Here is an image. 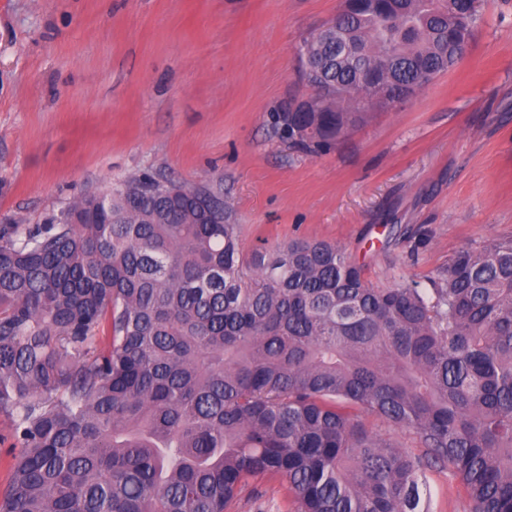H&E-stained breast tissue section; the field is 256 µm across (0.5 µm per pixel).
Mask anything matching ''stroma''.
I'll return each instance as SVG.
<instances>
[{
  "label": "stroma",
  "mask_w": 512,
  "mask_h": 512,
  "mask_svg": "<svg viewBox=\"0 0 512 512\" xmlns=\"http://www.w3.org/2000/svg\"><path fill=\"white\" fill-rule=\"evenodd\" d=\"M342 0H0V224H38L144 172L232 207L245 252L342 247L376 288L429 287L449 259L512 236V0H482L467 55L315 154L267 116L312 93L303 40ZM430 512H467L448 469ZM248 480L227 512H293Z\"/></svg>",
  "instance_id": "stroma-1"
}]
</instances>
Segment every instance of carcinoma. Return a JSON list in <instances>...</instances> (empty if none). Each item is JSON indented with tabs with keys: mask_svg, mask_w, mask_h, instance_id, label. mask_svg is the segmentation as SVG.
I'll return each instance as SVG.
<instances>
[{
	"mask_svg": "<svg viewBox=\"0 0 512 512\" xmlns=\"http://www.w3.org/2000/svg\"><path fill=\"white\" fill-rule=\"evenodd\" d=\"M476 2L336 14L301 45L317 97L271 132L313 153L422 89L467 51ZM207 198L143 173L0 225V512H226L250 479L297 512H427L434 467L469 512H512V237L429 288H375L331 243L245 253Z\"/></svg>",
	"mask_w": 512,
	"mask_h": 512,
	"instance_id": "1",
	"label": "carcinoma"
}]
</instances>
